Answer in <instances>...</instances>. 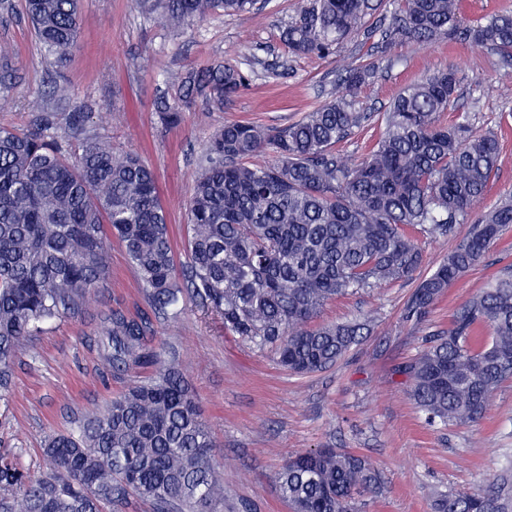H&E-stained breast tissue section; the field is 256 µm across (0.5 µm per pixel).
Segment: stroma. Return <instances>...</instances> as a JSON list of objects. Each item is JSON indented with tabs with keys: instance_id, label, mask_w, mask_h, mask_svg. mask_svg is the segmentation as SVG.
Listing matches in <instances>:
<instances>
[{
	"instance_id": "obj_1",
	"label": "stroma",
	"mask_w": 512,
	"mask_h": 512,
	"mask_svg": "<svg viewBox=\"0 0 512 512\" xmlns=\"http://www.w3.org/2000/svg\"><path fill=\"white\" fill-rule=\"evenodd\" d=\"M296 14L297 0H269L251 12L174 32L134 0H84L79 44L58 67L37 40L23 0H0V43L13 49L10 86L0 89V127L34 128L27 96L64 77L77 92L75 108L93 114L114 148L137 153L155 171L179 276L186 261L183 201L209 137L228 121L280 126L300 120L334 95L337 74L348 65L378 67L379 97L360 98L366 112L384 111L402 89L433 71L454 70L461 96L440 122L470 113L474 128L496 132L500 143L497 173L476 210L512 194V71L500 69L496 54L441 40L423 47L395 44L380 55L358 34L336 56L293 58L279 35ZM224 59L251 72L249 86L221 107L192 102L178 128L163 127L155 103L174 96L172 78ZM490 83L500 86L499 95L481 96ZM511 266L512 228L417 326L400 321L418 283L414 277L330 302L320 322L366 319L371 333L333 368L299 376L281 368L271 351L225 335L221 319L202 311L191 294L169 316L155 317L124 248L112 243L111 274L88 305L41 323L18 352L11 387L0 397V451L37 471L50 436L76 431L80 421L146 379L144 369L113 374L102 357V319L119 310L150 316L153 347L184 363L224 479V502L216 512H291L277 476L290 456L315 448H343L370 461L378 483L361 497V512H434L432 492L480 491L512 471V380L494 392L479 422L432 427L395 369Z\"/></svg>"
}]
</instances>
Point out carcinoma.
I'll return each instance as SVG.
<instances>
[{
    "label": "carcinoma",
    "instance_id": "obj_1",
    "mask_svg": "<svg viewBox=\"0 0 512 512\" xmlns=\"http://www.w3.org/2000/svg\"><path fill=\"white\" fill-rule=\"evenodd\" d=\"M165 28L188 29L217 15L249 11L255 0H136ZM384 0H299L280 33L294 57L327 58L360 32ZM370 35L380 47L459 41L495 52L512 66V13L466 23L459 0H392ZM35 36L63 66L80 38L82 0H25ZM376 66L340 75L338 94L284 127L227 122L203 148L185 202V276L198 304L221 317L224 334L297 374L335 365L370 328L365 320L314 326L330 301L408 278L423 265L420 237L473 222L469 235L422 278L401 320L420 323L451 284L512 225V198L471 220L498 170L495 134L476 132L468 113L448 127L437 116L459 94L450 69L406 87L384 112H362L359 94L376 91ZM178 92L156 105L177 128L195 98L217 106L238 95L250 74L229 60L177 77ZM74 91L58 79L28 102L39 122L27 132L0 128V389L15 357L43 321L74 314L110 274L117 238L157 313L177 305L174 249L154 172L115 150L87 126V112L65 124L81 134L74 159L60 143L58 109ZM370 121L381 132L350 163L336 145ZM262 166L248 160L260 153ZM103 358L112 371L153 370L152 378L113 397L76 433L52 438L40 471L28 475L15 455L0 454V512H108L130 495L154 512H213L224 501L210 434L181 363L151 346L152 323L114 310L103 321ZM430 424L468 426L512 378V270L468 301L448 331L398 366ZM293 512H356L376 485L368 461L335 448L288 460L278 476ZM435 512H512L503 477L485 490L434 494Z\"/></svg>",
    "mask_w": 512,
    "mask_h": 512
}]
</instances>
